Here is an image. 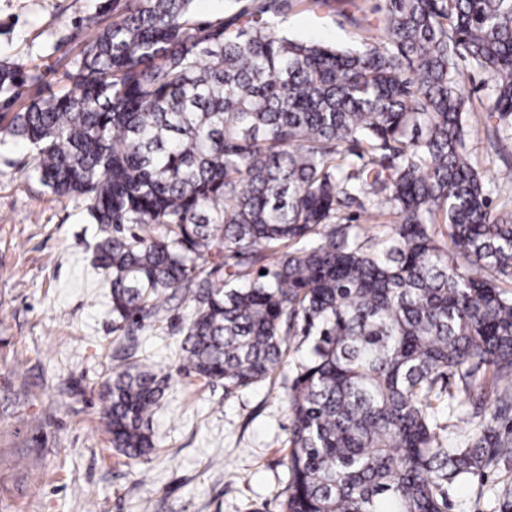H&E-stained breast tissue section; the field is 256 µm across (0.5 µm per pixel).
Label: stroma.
<instances>
[{
    "label": "stroma",
    "mask_w": 512,
    "mask_h": 512,
    "mask_svg": "<svg viewBox=\"0 0 512 512\" xmlns=\"http://www.w3.org/2000/svg\"><path fill=\"white\" fill-rule=\"evenodd\" d=\"M378 0H294L281 24L290 37L360 47L381 19ZM112 0H0V60L45 74L43 93L68 82ZM473 161L495 177L486 135L490 90L462 71ZM98 234L79 199L50 192L24 142L0 145V512H283L284 442L291 416L283 384L308 355L293 343L282 369L228 393L181 366L184 307L162 328L120 338L110 288L93 266ZM149 357L168 378L150 428L156 448L119 463L105 431L102 393L123 350Z\"/></svg>",
    "instance_id": "obj_1"
}]
</instances>
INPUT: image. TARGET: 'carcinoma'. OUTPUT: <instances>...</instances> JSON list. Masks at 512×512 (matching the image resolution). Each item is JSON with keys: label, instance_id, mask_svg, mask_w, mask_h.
Returning a JSON list of instances; mask_svg holds the SVG:
<instances>
[{"label": "carcinoma", "instance_id": "cac0c4a2", "mask_svg": "<svg viewBox=\"0 0 512 512\" xmlns=\"http://www.w3.org/2000/svg\"><path fill=\"white\" fill-rule=\"evenodd\" d=\"M194 2L124 0L47 97L20 103L44 75L1 63L0 143L25 141L98 226L112 332L179 298L185 370L228 392L308 340L283 512H448L512 460V165L489 181L472 162L460 70L487 76L507 152L512 0H384L355 51L289 37L292 0L216 20ZM164 390L147 358L112 373L117 455L153 453Z\"/></svg>", "mask_w": 512, "mask_h": 512}]
</instances>
